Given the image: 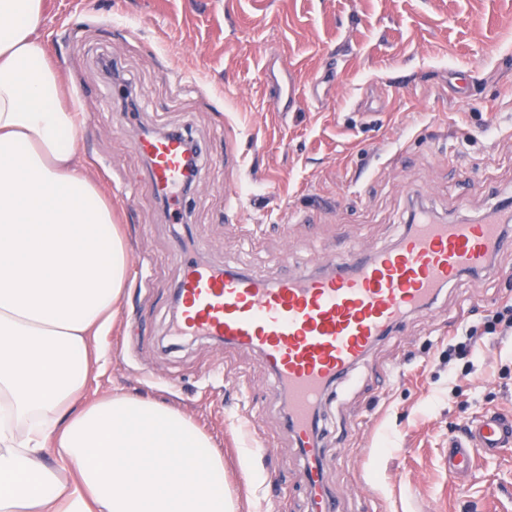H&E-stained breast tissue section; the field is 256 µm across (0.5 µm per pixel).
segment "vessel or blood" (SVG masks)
Wrapping results in <instances>:
<instances>
[{
    "label": "vessel or blood",
    "mask_w": 512,
    "mask_h": 512,
    "mask_svg": "<svg viewBox=\"0 0 512 512\" xmlns=\"http://www.w3.org/2000/svg\"><path fill=\"white\" fill-rule=\"evenodd\" d=\"M185 137L146 136L136 148L156 187L172 189L186 175ZM512 210L483 221L413 225L390 249L336 257L333 272H291L278 281L200 263L177 254L179 311L172 334L206 336L259 352L288 394L289 432L306 446L313 410L326 388L346 378L374 345L410 313L429 310L443 288L485 270L512 249L502 231ZM512 447V420L487 413L448 446V475L468 474L476 454ZM312 512H336L317 467L309 469Z\"/></svg>",
    "instance_id": "1"
}]
</instances>
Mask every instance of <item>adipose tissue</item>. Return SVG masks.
<instances>
[{"label":"adipose tissue","mask_w":512,"mask_h":512,"mask_svg":"<svg viewBox=\"0 0 512 512\" xmlns=\"http://www.w3.org/2000/svg\"><path fill=\"white\" fill-rule=\"evenodd\" d=\"M44 28L45 0H0V512H230L224 457L191 418L84 399L129 257L75 165L79 115Z\"/></svg>","instance_id":"adipose-tissue-1"}]
</instances>
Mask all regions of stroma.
Segmentation results:
<instances>
[{
	"instance_id": "35a3bbf8",
	"label": "stroma",
	"mask_w": 512,
	"mask_h": 512,
	"mask_svg": "<svg viewBox=\"0 0 512 512\" xmlns=\"http://www.w3.org/2000/svg\"><path fill=\"white\" fill-rule=\"evenodd\" d=\"M53 59L81 117L76 161L112 199L128 286L88 399L169 405L224 453L233 512H310L284 399L258 353L167 337L174 256L276 279L349 246L392 247L411 204L441 223L512 199V0H45ZM110 58L122 80L105 79ZM294 73L299 100L269 89ZM138 110L117 104L121 85ZM201 150L194 195L162 204L143 129ZM237 155L224 154L225 138ZM512 250L410 314L320 406L319 460L337 512H512V450L448 476V442L512 418ZM484 330L463 359L448 341Z\"/></svg>"
}]
</instances>
